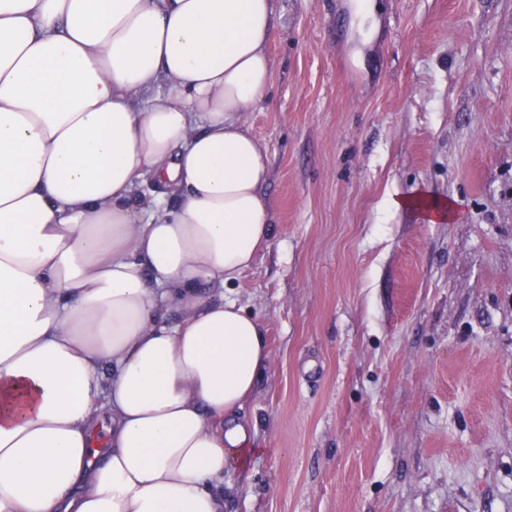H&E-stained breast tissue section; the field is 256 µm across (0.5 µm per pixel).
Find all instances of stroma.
Masks as SVG:
<instances>
[{
    "label": "stroma",
    "mask_w": 512,
    "mask_h": 512,
    "mask_svg": "<svg viewBox=\"0 0 512 512\" xmlns=\"http://www.w3.org/2000/svg\"><path fill=\"white\" fill-rule=\"evenodd\" d=\"M275 0L269 360L224 512H512V0ZM450 205L429 224L392 193Z\"/></svg>",
    "instance_id": "35a3bbf8"
}]
</instances>
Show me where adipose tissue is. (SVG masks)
<instances>
[{"label": "adipose tissue", "mask_w": 512, "mask_h": 512, "mask_svg": "<svg viewBox=\"0 0 512 512\" xmlns=\"http://www.w3.org/2000/svg\"><path fill=\"white\" fill-rule=\"evenodd\" d=\"M273 0H0V512H224L268 361ZM151 183L149 201L138 195Z\"/></svg>", "instance_id": "ef3b65f1"}]
</instances>
